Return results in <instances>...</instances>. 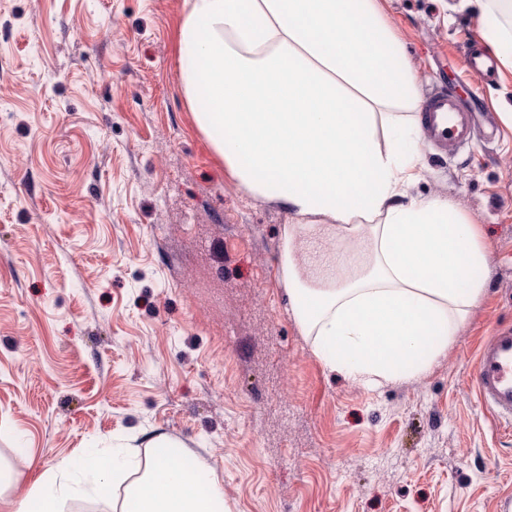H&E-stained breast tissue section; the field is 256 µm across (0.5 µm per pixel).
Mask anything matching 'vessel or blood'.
Listing matches in <instances>:
<instances>
[{"label": "vessel or blood", "mask_w": 512, "mask_h": 512, "mask_svg": "<svg viewBox=\"0 0 512 512\" xmlns=\"http://www.w3.org/2000/svg\"><path fill=\"white\" fill-rule=\"evenodd\" d=\"M464 55L466 67L475 77L484 80L495 74V59L478 44H470ZM478 128L475 110L454 87L439 88L426 98L421 131L426 142L439 151H456L474 138ZM472 384L494 419L512 421V326L496 327L479 348Z\"/></svg>", "instance_id": "vessel-or-blood-1"}]
</instances>
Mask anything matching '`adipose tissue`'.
<instances>
[{"label": "adipose tissue", "instance_id": "1", "mask_svg": "<svg viewBox=\"0 0 512 512\" xmlns=\"http://www.w3.org/2000/svg\"><path fill=\"white\" fill-rule=\"evenodd\" d=\"M179 81L198 130L251 198L278 204V278L315 353L378 384L422 376L482 300L480 228L452 201L408 194L421 97L379 0H185ZM512 71V0H473ZM316 245L310 263L299 253ZM107 512H229L205 462L176 443L72 457L9 512H64L104 479Z\"/></svg>", "mask_w": 512, "mask_h": 512}]
</instances>
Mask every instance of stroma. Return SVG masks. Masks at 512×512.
<instances>
[{"mask_svg": "<svg viewBox=\"0 0 512 512\" xmlns=\"http://www.w3.org/2000/svg\"><path fill=\"white\" fill-rule=\"evenodd\" d=\"M421 93L493 112L512 72L471 77L467 0H382ZM185 0H0V512L61 459L178 442L230 512H497L512 427L472 388L512 325V130L437 156L409 193L478 224L486 295L425 376L331 370L277 276L290 215L249 198L178 78Z\"/></svg>", "mask_w": 512, "mask_h": 512, "instance_id": "35a3bbf8", "label": "stroma"}]
</instances>
